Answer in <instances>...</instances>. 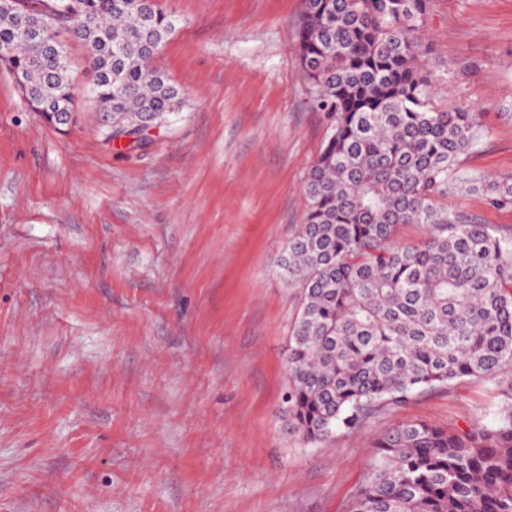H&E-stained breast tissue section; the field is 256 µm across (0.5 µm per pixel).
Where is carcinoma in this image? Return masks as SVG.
I'll use <instances>...</instances> for the list:
<instances>
[{"label":"carcinoma","mask_w":512,"mask_h":512,"mask_svg":"<svg viewBox=\"0 0 512 512\" xmlns=\"http://www.w3.org/2000/svg\"><path fill=\"white\" fill-rule=\"evenodd\" d=\"M0 9V67L58 131L91 99L106 137L146 142L185 92L154 64L179 20L160 0H13ZM431 0H301L297 50L328 134L304 185L306 211L277 260L301 293L288 336L281 416L305 445L352 431L387 405L464 377L512 371V233L448 207L478 194L512 210V175L460 165L486 130L443 108L426 68ZM49 16L48 37L19 25ZM94 71L79 87L68 41ZM402 224H426L418 245ZM348 512H512V389L466 433L406 422L380 437Z\"/></svg>","instance_id":"cac0c4a2"}]
</instances>
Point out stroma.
I'll use <instances>...</instances> for the list:
<instances>
[{
  "label": "stroma",
  "mask_w": 512,
  "mask_h": 512,
  "mask_svg": "<svg viewBox=\"0 0 512 512\" xmlns=\"http://www.w3.org/2000/svg\"><path fill=\"white\" fill-rule=\"evenodd\" d=\"M156 59L188 92L130 148L93 102L60 133L0 69V512H345L374 442L465 432L512 374L463 379L303 445L276 414L300 294L275 271L328 121L295 50L301 0H162ZM440 104L512 173V0H433Z\"/></svg>",
  "instance_id": "35a3bbf8"
}]
</instances>
